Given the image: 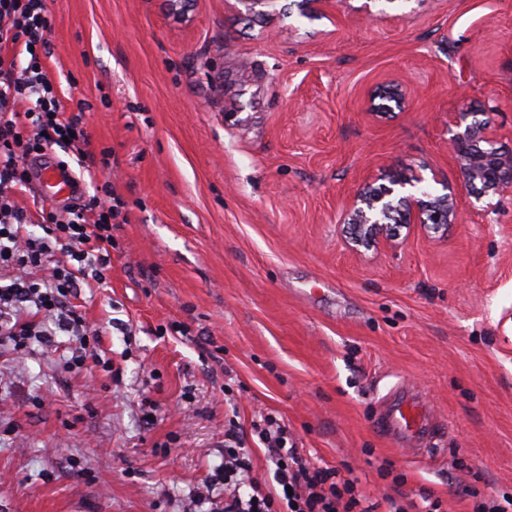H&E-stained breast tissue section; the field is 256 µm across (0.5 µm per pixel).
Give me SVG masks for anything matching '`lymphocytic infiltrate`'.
I'll list each match as a JSON object with an SVG mask.
<instances>
[{"label":"lymphocytic infiltrate","mask_w":512,"mask_h":512,"mask_svg":"<svg viewBox=\"0 0 512 512\" xmlns=\"http://www.w3.org/2000/svg\"><path fill=\"white\" fill-rule=\"evenodd\" d=\"M48 0H0V271H35V278L0 285V335L17 351L30 342L51 345L55 331L74 336L78 347L68 363L72 370H91L100 363L103 327L89 328L70 305L78 283L100 285L111 266L112 226L124 216L125 203L105 173L110 151L89 152L84 117L88 100L69 104L47 66L51 30ZM61 148L75 157L81 175L95 192L64 212L41 213L44 234L25 226L30 213L14 195L31 179L33 160ZM34 306L44 322L35 326L21 314ZM255 435L274 466L278 492H271L253 473L247 435ZM224 512H443L442 500L426 491L418 500L393 496L372 502L357 479L317 464L288 444V428L275 414L254 421L250 433L236 422L224 430Z\"/></svg>","instance_id":"obj_1"}]
</instances>
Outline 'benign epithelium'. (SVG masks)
Masks as SVG:
<instances>
[{
  "mask_svg": "<svg viewBox=\"0 0 512 512\" xmlns=\"http://www.w3.org/2000/svg\"><path fill=\"white\" fill-rule=\"evenodd\" d=\"M372 97L380 100L375 105L378 113L406 108V90L395 81L378 85ZM478 116L472 114L473 121L450 139V148L473 197L489 211L497 200L512 195V156L503 155L496 147L494 131ZM425 182L420 174L395 172L387 185L365 183L346 210L352 246L372 249L387 245L402 228L429 225L438 233L460 223L455 196L436 194Z\"/></svg>",
  "mask_w": 512,
  "mask_h": 512,
  "instance_id": "obj_1",
  "label": "benign epithelium"
}]
</instances>
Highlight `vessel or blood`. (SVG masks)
Listing matches in <instances>:
<instances>
[{"label": "vessel or blood", "mask_w": 512, "mask_h": 512, "mask_svg": "<svg viewBox=\"0 0 512 512\" xmlns=\"http://www.w3.org/2000/svg\"><path fill=\"white\" fill-rule=\"evenodd\" d=\"M40 181L50 199L69 194L73 185L72 175L54 165L41 169ZM375 424L393 444L421 460L436 455L435 444L444 426L434 408L407 382L398 383L379 400Z\"/></svg>", "instance_id": "obj_1"}]
</instances>
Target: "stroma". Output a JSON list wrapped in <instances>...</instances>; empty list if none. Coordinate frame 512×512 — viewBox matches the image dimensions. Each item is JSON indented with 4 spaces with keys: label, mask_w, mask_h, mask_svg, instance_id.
<instances>
[{
    "label": "stroma",
    "mask_w": 512,
    "mask_h": 512,
    "mask_svg": "<svg viewBox=\"0 0 512 512\" xmlns=\"http://www.w3.org/2000/svg\"><path fill=\"white\" fill-rule=\"evenodd\" d=\"M47 67L94 109L127 223L72 303L105 326L94 374L69 338L0 341V512H194L224 426L277 412L296 447L372 500L512 496V196L488 213L448 151L461 112L512 151V0H51ZM393 79L404 111L371 93ZM439 169L462 222L353 251L365 178ZM122 371L114 384L107 364ZM444 417L423 462L374 428L399 381Z\"/></svg>",
    "instance_id": "stroma-1"
}]
</instances>
